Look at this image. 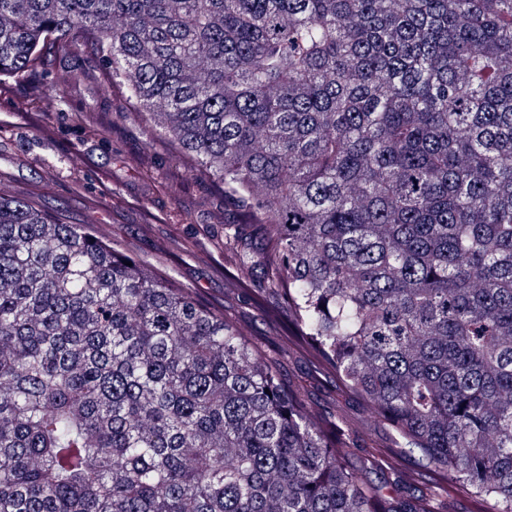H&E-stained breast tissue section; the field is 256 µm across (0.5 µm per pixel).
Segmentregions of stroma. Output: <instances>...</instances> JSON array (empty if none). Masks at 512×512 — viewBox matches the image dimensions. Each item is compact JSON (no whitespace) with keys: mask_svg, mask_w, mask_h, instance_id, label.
<instances>
[{"mask_svg":"<svg viewBox=\"0 0 512 512\" xmlns=\"http://www.w3.org/2000/svg\"><path fill=\"white\" fill-rule=\"evenodd\" d=\"M104 67L88 51L57 56L0 91V189L62 213L69 223L90 225L148 270L169 273L243 336L272 349L284 382L298 388L312 410L345 426L354 460L393 447L390 431L274 318L280 299H247L261 273L238 267L224 249L223 197L135 116L120 91L81 80L54 107L41 102L39 93L57 70ZM91 111L108 124L106 135L88 134ZM389 477L409 496L430 494L435 482L415 453L402 454Z\"/></svg>","mask_w":512,"mask_h":512,"instance_id":"stroma-1","label":"stroma"}]
</instances>
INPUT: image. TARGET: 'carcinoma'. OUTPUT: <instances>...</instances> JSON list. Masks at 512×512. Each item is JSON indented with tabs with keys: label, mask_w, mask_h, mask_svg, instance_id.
Segmentation results:
<instances>
[{
	"label": "carcinoma",
	"mask_w": 512,
	"mask_h": 512,
	"mask_svg": "<svg viewBox=\"0 0 512 512\" xmlns=\"http://www.w3.org/2000/svg\"><path fill=\"white\" fill-rule=\"evenodd\" d=\"M85 51L442 481L369 480L223 316L0 193V512H512V0H0V81Z\"/></svg>",
	"instance_id": "cac0c4a2"
}]
</instances>
